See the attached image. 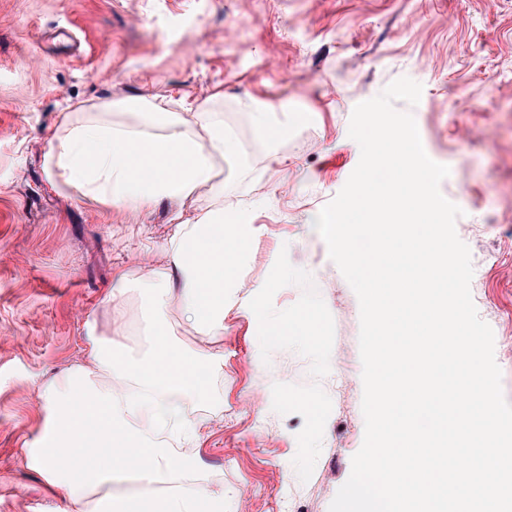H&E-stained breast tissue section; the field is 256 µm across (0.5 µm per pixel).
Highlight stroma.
<instances>
[{
	"label": "stroma",
	"instance_id": "obj_1",
	"mask_svg": "<svg viewBox=\"0 0 512 512\" xmlns=\"http://www.w3.org/2000/svg\"><path fill=\"white\" fill-rule=\"evenodd\" d=\"M408 77L427 155L447 165L471 295L495 339L512 402V0H0V512H64V492L28 465L47 412L42 384L87 363L86 320L107 327L117 268L163 259L172 208L129 212L47 180L61 112L124 98L172 109L215 98L238 144L223 194L192 219L248 217L224 332L201 337L178 307L168 327L220 354V418L186 445L222 476L224 512H329L364 438L357 296L314 227L360 159L354 107ZM269 113L270 136L253 112Z\"/></svg>",
	"mask_w": 512,
	"mask_h": 512
}]
</instances>
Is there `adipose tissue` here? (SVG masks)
Wrapping results in <instances>:
<instances>
[{
    "mask_svg": "<svg viewBox=\"0 0 512 512\" xmlns=\"http://www.w3.org/2000/svg\"><path fill=\"white\" fill-rule=\"evenodd\" d=\"M236 144L222 113L197 106L192 118L146 99L77 105L64 113L44 154L49 182L118 209L139 211L166 200L176 205L164 246L166 261L140 286L150 327L143 353L124 344L125 325L111 334L86 321L89 364L45 384L48 433L27 450L30 463L52 488L66 493L68 512H223L224 492L207 471L178 452L176 442L198 435L188 406L216 404L213 377L224 364L176 340L167 329L171 304H179L200 335L224 329V295L241 280L224 276L245 252L244 219L215 209L195 219L181 208L213 185ZM135 474L136 495L96 489Z\"/></svg>",
    "mask_w": 512,
    "mask_h": 512,
    "instance_id": "1",
    "label": "adipose tissue"
}]
</instances>
